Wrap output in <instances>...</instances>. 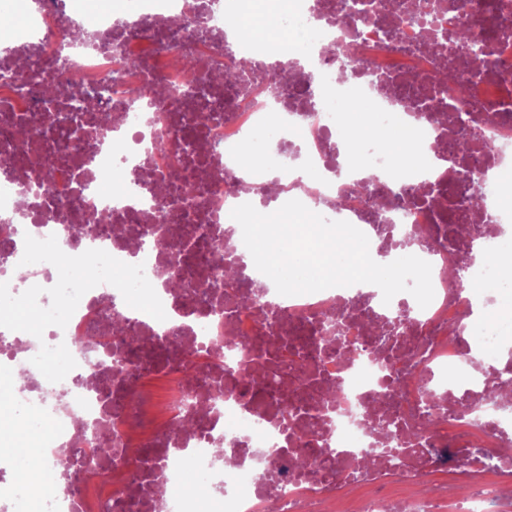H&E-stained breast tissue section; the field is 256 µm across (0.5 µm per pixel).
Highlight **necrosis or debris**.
I'll list each match as a JSON object with an SVG mask.
<instances>
[{
    "label": "necrosis or debris",
    "instance_id": "necrosis-or-debris-1",
    "mask_svg": "<svg viewBox=\"0 0 512 512\" xmlns=\"http://www.w3.org/2000/svg\"><path fill=\"white\" fill-rule=\"evenodd\" d=\"M336 2L297 0L298 13L322 22L323 47L314 71L286 81L266 53L227 42L210 0L192 15L184 0H141L120 26L71 0H36L26 34L0 48V374L24 377L20 415L56 430L43 468L54 472L66 454L64 478L77 482L48 497L19 483L18 459L0 458V512H335L363 482L371 490L355 512L386 501L393 512H512V464L490 482L483 458L512 448V403L482 385L502 381L492 361L504 350L490 334L478 354L463 337L469 303L447 275L462 241L440 219L451 207L481 209L489 245L512 229V208L449 194V174L472 167L447 149L464 125L483 140L480 180L512 167V5L471 0L467 21L446 15L489 57L459 65L461 99L437 80L448 57L428 47L424 0H369L374 20L349 28L334 22ZM347 39L361 65L352 75L330 49ZM242 61L253 66L246 84L224 83L220 70ZM73 83L88 92L79 109L65 94ZM340 98L369 103L384 123L402 113L435 154L401 171L371 140L340 145ZM33 124L39 138L23 139ZM268 129L276 136L259 175L240 147ZM36 153L53 167H23ZM291 198L357 225L376 249L421 239L432 302L333 288L224 302L214 249L246 283L269 282L233 244L225 212ZM89 222L90 234L66 235ZM148 285L159 313L118 308ZM23 304L44 314L38 341L10 316ZM232 335L251 346L235 348ZM378 412L390 441L374 435ZM100 442L114 453L92 476L88 452ZM386 445L397 460L365 468ZM309 456L335 474L289 469ZM443 468L454 484L436 485Z\"/></svg>",
    "mask_w": 512,
    "mask_h": 512
}]
</instances>
